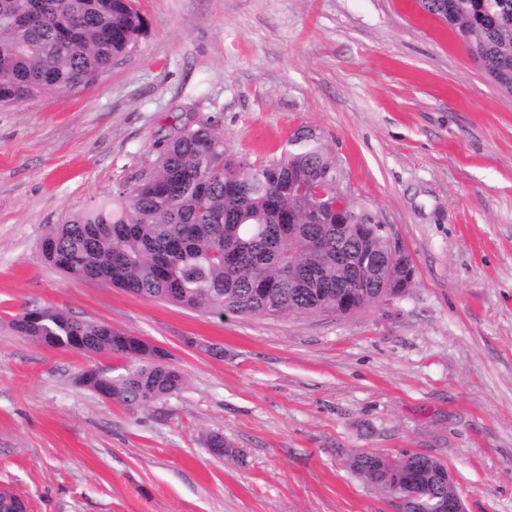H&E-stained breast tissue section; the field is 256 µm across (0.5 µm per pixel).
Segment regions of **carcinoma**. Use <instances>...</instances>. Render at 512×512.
Returning <instances> with one entry per match:
<instances>
[{
    "instance_id": "obj_1",
    "label": "carcinoma",
    "mask_w": 512,
    "mask_h": 512,
    "mask_svg": "<svg viewBox=\"0 0 512 512\" xmlns=\"http://www.w3.org/2000/svg\"><path fill=\"white\" fill-rule=\"evenodd\" d=\"M462 36L498 87L512 94V0H416ZM146 22L133 0H0V103L73 92L128 56ZM391 236L378 213L352 199L341 165L311 128L283 156L257 166L227 154L223 133L184 128L158 144L137 182L110 202L53 226L44 257L73 281L94 278L149 300L226 316L347 317L389 306L412 287L403 258L380 269ZM64 256L69 267L59 262ZM16 333L43 345L127 357L116 378L85 371L82 385L128 408L178 392L181 372L152 345L102 322L28 309ZM347 465L371 486L410 497L409 512H438L456 496L445 465L422 455L393 461L360 451ZM0 493V512H23Z\"/></svg>"
}]
</instances>
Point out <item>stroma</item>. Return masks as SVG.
<instances>
[{"label": "stroma", "instance_id": "1", "mask_svg": "<svg viewBox=\"0 0 512 512\" xmlns=\"http://www.w3.org/2000/svg\"><path fill=\"white\" fill-rule=\"evenodd\" d=\"M136 6V50L94 84L0 107V490L31 512H393L346 463L366 450L434 457L467 512H512V95L416 0ZM200 124L255 164L316 130L411 256L408 294L340 319L219 318L47 262L53 225ZM43 307L164 348L183 388L103 399L79 376L127 360L11 328Z\"/></svg>", "mask_w": 512, "mask_h": 512}]
</instances>
